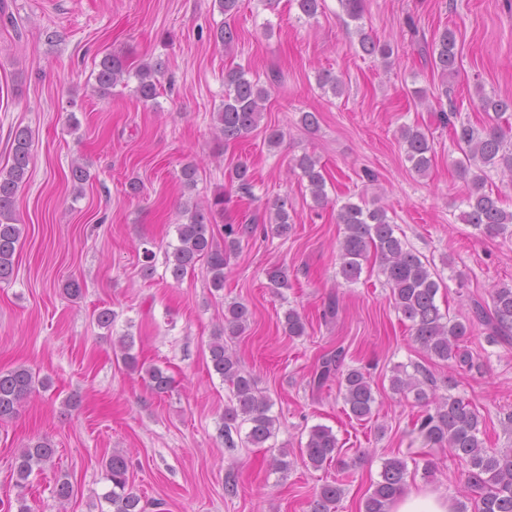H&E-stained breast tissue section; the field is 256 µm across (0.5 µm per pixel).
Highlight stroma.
Wrapping results in <instances>:
<instances>
[{
	"instance_id": "1",
	"label": "stroma",
	"mask_w": 512,
	"mask_h": 512,
	"mask_svg": "<svg viewBox=\"0 0 512 512\" xmlns=\"http://www.w3.org/2000/svg\"><path fill=\"white\" fill-rule=\"evenodd\" d=\"M0 168L11 160L14 129L32 135L27 180L18 194L22 228L17 272L0 283V370L19 366L50 380L48 389L23 402L0 422V501L25 496L30 512H100L106 488L103 464L113 450L130 462L134 491L146 512H312L315 492L338 475L335 464L306 466L300 445L313 426L330 427L349 464L345 493L336 512H363V503L385 460L432 461L431 475L409 470L406 490L446 496L452 512H475L480 490L466 483L467 464L449 449L427 444L413 430L420 407L393 393L395 366L421 365L437 395L469 402L485 432L486 448H512V342L489 344L473 324L463 344L479 364L463 372L432 358L415 342L393 307L378 270L364 269L358 282L338 275L336 222L346 200L378 198L398 235L434 262L443 284L441 311L463 321L474 302L489 303L492 289L512 283V236H487L463 223L461 201L469 181L455 163L461 153L435 111L442 84L423 39L454 29L461 69L449 79L462 120L482 126L471 104L476 86L512 97V5L507 0H364L363 25L374 39L391 44L392 67L364 55L345 25L338 0H325L317 17L298 21L291 0L267 9L261 0H240L235 24L241 38L232 51L210 31L222 16L213 0H0ZM413 16L417 28L404 20ZM58 32L56 43L47 35ZM124 55L130 68L163 59L157 104L140 101L132 88L100 97L92 87L106 53ZM243 65L263 77L276 71L265 124L285 132L276 148L263 131L225 144L212 114L224 100V72ZM344 81L336 96L319 88L317 72ZM319 115L311 132L300 113ZM420 124L433 136L435 160L417 175L405 158L398 130ZM315 156L328 175L330 205L315 207L305 181L290 162ZM83 159L91 180L75 191L70 163ZM247 162L253 199L239 197L230 180ZM198 167L194 190L180 170ZM142 186L127 195L130 179ZM231 202L224 214L239 224L245 215L284 198L294 224L288 236L256 233L244 239L225 270L224 289L211 292L204 264L182 282L157 266L141 270V241L164 253L176 240L181 206L206 202L215 190ZM288 271L289 286L275 293L267 268ZM83 284L69 299L67 280ZM336 297L340 311L324 322L322 309ZM237 299L251 311L233 347L242 365L269 396L279 418L270 446H224V408L231 393L209 361L212 334L224 322V303ZM116 314L111 330L97 326L100 309ZM305 316L307 333L286 336L280 324L288 309ZM135 338L140 361L165 369L168 393L156 395L142 376L117 362L112 342ZM343 349V368L368 373L375 395L373 416L349 418L338 380L315 390L309 381L321 357ZM50 441L56 454L34 473L25 492L15 486L12 464L28 440ZM288 451V474L272 472L274 449ZM68 475L73 494L54 495L56 479ZM234 475L236 493L224 489Z\"/></svg>"
}]
</instances>
